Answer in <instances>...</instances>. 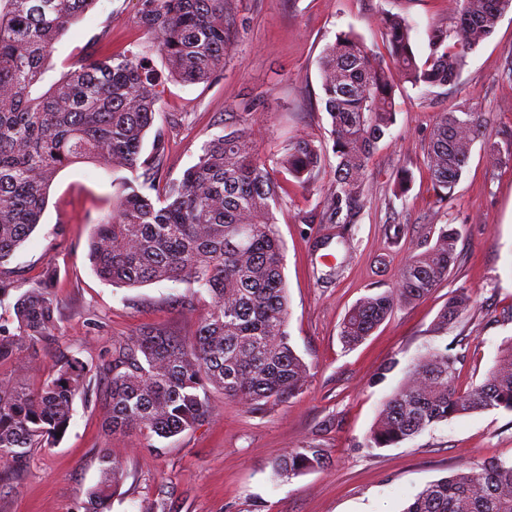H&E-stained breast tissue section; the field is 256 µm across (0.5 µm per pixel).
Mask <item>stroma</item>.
<instances>
[{"label":"stroma","instance_id":"stroma-1","mask_svg":"<svg viewBox=\"0 0 512 512\" xmlns=\"http://www.w3.org/2000/svg\"><path fill=\"white\" fill-rule=\"evenodd\" d=\"M404 16L418 51L437 25L453 24L448 0H229L224 22L233 46L223 72L207 83L166 85L156 126L169 136L162 181L181 178L205 143L249 127L259 153L282 155L306 137L331 146L318 58L337 33L354 30L384 54L380 19ZM137 0H96L54 45L49 72L58 78L92 53L123 51L148 41ZM512 11L466 59L455 83L396 91L393 135L370 162L367 191L353 224H303L300 212L324 207L321 190L283 182L277 214L290 300V343L308 367L303 390L287 402L249 410L213 393L208 417L151 448L133 434L107 438V378L76 398L70 425L52 448L32 449L20 473L0 462V512H77L107 449L125 468L107 512H402L426 485L463 465L512 459V412H479L437 423L397 446L371 450L365 439L381 404L403 383L427 349L461 352L458 387L481 383L502 342L512 337V163L492 167L489 145L512 137ZM465 109L486 124L474 142L451 200L437 201L423 162L439 113ZM411 182L393 193L400 171ZM111 176L91 163L62 170L41 222L8 266L15 287L29 288L46 266L59 301V329L50 344L7 369L39 387L57 356L76 352L96 364L112 359L118 342L163 328L193 335L198 316L186 285L168 281L137 288L102 281L87 258L95 224L112 208ZM442 224L460 232L459 260L428 296L400 306L361 344L340 338L348 310L362 297L395 287L416 243ZM473 296L447 331L434 325L456 290ZM324 449V465L276 479L270 463L299 448Z\"/></svg>","mask_w":512,"mask_h":512}]
</instances>
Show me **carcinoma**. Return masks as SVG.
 Segmentation results:
<instances>
[{"mask_svg": "<svg viewBox=\"0 0 512 512\" xmlns=\"http://www.w3.org/2000/svg\"><path fill=\"white\" fill-rule=\"evenodd\" d=\"M95 2L0 0V303L16 291L6 265L40 224L57 174L92 162L111 173L117 187L112 210L88 244L95 274L127 288L185 283L202 314L194 336L143 332L116 347L106 367L64 355L37 389L0 372L1 462H22L31 448L54 447L94 369L110 375L107 435L136 432L147 439H168L198 425L214 391L256 410L299 394L307 381V365L287 331L277 174L318 189L324 146L305 137L290 141L274 170L258 155L253 130L232 129L206 143L182 178L156 186L168 140L157 129L145 158L147 132L168 82L203 83L223 71L231 49L224 31L227 0H139L150 43L86 58L47 82L56 41ZM459 2L455 24L428 33L423 62L413 48L412 27L399 14L382 19L388 64L351 30L325 46L318 67L336 169L325 209L303 212L301 223L355 222L370 158L395 124L398 86L455 82L469 53L512 10V0ZM155 53L163 72L152 65ZM482 127L478 112L438 116L424 161L440 198L453 196ZM488 156L493 166L512 160V141L492 145ZM434 233V240L416 245L395 287L363 297L348 311L340 327L346 345L362 342L399 306L448 278L458 259L459 231L443 224ZM53 276L54 268L46 266L42 279L17 295L14 327L0 323V369L53 340L59 310L48 287ZM470 303L463 290L451 295L436 329H448ZM462 358L448 347L423 353L381 405L365 447L395 446L454 417L512 412V337L503 341L484 381L463 393L457 389ZM324 460L322 448L295 450L272 462L273 476H297ZM124 476L123 465L100 451L99 478L83 512H106ZM403 512H512V460L465 465L425 486Z\"/></svg>", "mask_w": 512, "mask_h": 512, "instance_id": "carcinoma-1", "label": "carcinoma"}]
</instances>
